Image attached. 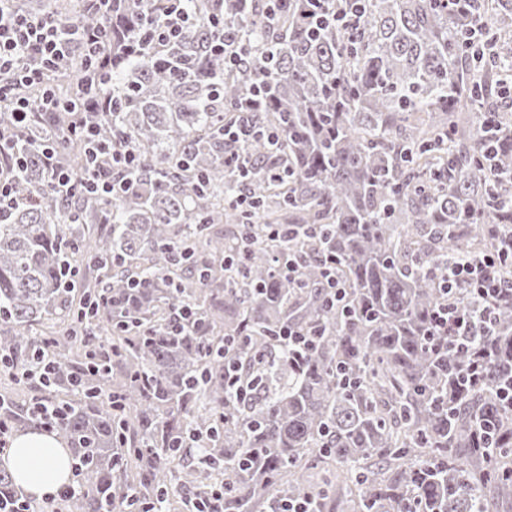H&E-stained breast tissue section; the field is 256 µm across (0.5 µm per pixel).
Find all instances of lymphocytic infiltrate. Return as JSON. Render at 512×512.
Segmentation results:
<instances>
[{"label":"lymphocytic infiltrate","instance_id":"1","mask_svg":"<svg viewBox=\"0 0 512 512\" xmlns=\"http://www.w3.org/2000/svg\"><path fill=\"white\" fill-rule=\"evenodd\" d=\"M83 2L88 12L101 16V24L67 23L51 12L22 14L12 9V0H0V72L7 76L6 81L0 82V103L11 104L13 117L10 128L0 129V211L18 202L13 174L22 168L24 158L16 151V143L29 127L48 122L60 109L69 114L67 131L83 143L88 165L81 170L65 166L53 147L43 146L41 159L53 185L70 195L78 192L90 197H113L128 188L126 181L113 178V171L131 174L140 165V155L131 143L113 146L101 141L89 119L90 114L111 113L116 107L110 86L112 0ZM182 2L167 0L161 20L145 18L134 45L145 42L159 48L176 41L188 21ZM75 42L81 45L88 61L77 99L61 102L45 91L42 105L35 108L17 95L16 90L22 85L44 87ZM509 256L512 257V238L503 241L498 256L460 257L440 269L439 286L444 293L466 295L471 306L466 310L439 306L432 321L436 334L490 335L491 308L512 300V278H503L498 264L499 258Z\"/></svg>","mask_w":512,"mask_h":512}]
</instances>
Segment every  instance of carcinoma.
Masks as SVG:
<instances>
[{"instance_id":"obj_1","label":"carcinoma","mask_w":512,"mask_h":512,"mask_svg":"<svg viewBox=\"0 0 512 512\" xmlns=\"http://www.w3.org/2000/svg\"><path fill=\"white\" fill-rule=\"evenodd\" d=\"M311 2L189 0L163 55L112 61L119 107L93 119L141 155L127 193L64 199L39 145L57 141L78 169L85 154L56 125L18 144L21 202L0 221V372L36 393L1 391L0 423L45 420L65 444L81 485L65 512L153 509L173 489L201 512L512 505V304L468 349L430 336L446 302L438 268L512 231V109L486 106L512 69V0L488 4L493 25L473 44L448 0H362L352 30L317 26ZM141 15L124 0L112 31L137 32ZM226 31L267 58L246 50L228 66L212 50ZM83 67L76 43L59 95ZM262 82L267 105L243 114ZM245 118L257 134L225 140ZM240 193L250 207L234 206ZM292 255L294 279L278 268ZM286 329L316 333L315 347L289 353ZM479 350L484 378L470 384ZM35 355L49 379L23 376ZM229 364L247 395L227 388Z\"/></svg>"}]
</instances>
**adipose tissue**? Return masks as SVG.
Segmentation results:
<instances>
[{"label": "adipose tissue", "mask_w": 512, "mask_h": 512, "mask_svg": "<svg viewBox=\"0 0 512 512\" xmlns=\"http://www.w3.org/2000/svg\"><path fill=\"white\" fill-rule=\"evenodd\" d=\"M14 484L26 494L44 498L69 485V455L54 434L31 430L15 436L6 459Z\"/></svg>", "instance_id": "ef3b65f1"}]
</instances>
